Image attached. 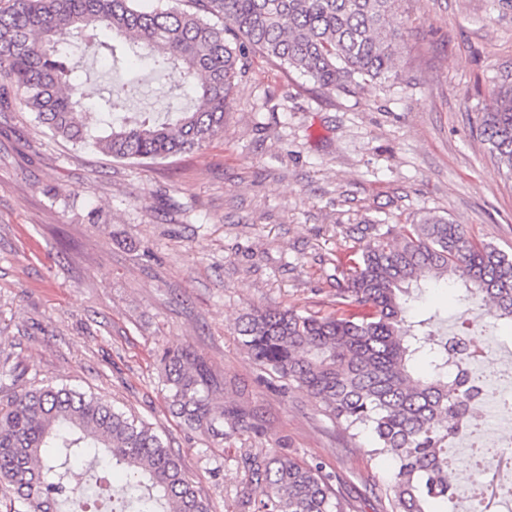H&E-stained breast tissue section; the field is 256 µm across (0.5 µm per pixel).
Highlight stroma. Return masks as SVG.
Returning <instances> with one entry per match:
<instances>
[{
    "instance_id": "35a3bbf8",
    "label": "stroma",
    "mask_w": 512,
    "mask_h": 512,
    "mask_svg": "<svg viewBox=\"0 0 512 512\" xmlns=\"http://www.w3.org/2000/svg\"><path fill=\"white\" fill-rule=\"evenodd\" d=\"M391 77L328 92L251 53L202 149L117 161L59 138L12 101L0 112V396L67 385L135 414L178 454L212 512H237L251 448L320 466L350 503L387 486L302 391H284L236 332L255 308L336 309V258L369 218L392 229L436 211L512 253V179L480 139L489 92L512 82V0H402ZM459 285L412 314L461 333ZM200 354L221 404L257 432L211 439L169 407L161 358Z\"/></svg>"
}]
</instances>
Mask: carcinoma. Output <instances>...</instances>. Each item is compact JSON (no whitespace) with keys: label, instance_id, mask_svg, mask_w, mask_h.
Here are the masks:
<instances>
[{"label":"carcinoma","instance_id":"obj_1","mask_svg":"<svg viewBox=\"0 0 512 512\" xmlns=\"http://www.w3.org/2000/svg\"><path fill=\"white\" fill-rule=\"evenodd\" d=\"M8 0L0 6V77L50 133L117 160H157L202 148L224 130L236 81L258 49L322 90L386 80L404 41L401 0ZM224 24L210 22V17ZM101 31L111 60L127 70L153 61V80L180 71L178 89L194 106L161 117L128 111L139 79L96 97L73 56ZM478 131L512 178V85L493 91ZM337 259L336 311L253 310L237 334L253 360L284 389L306 392L349 438L368 431L371 456L395 461L374 512H474L457 500L448 440L474 424L467 401L481 395L461 355L478 336L449 339L433 317L407 319L423 285L457 276L463 300L493 323L512 325V254L425 212L399 233L364 220ZM165 383L183 424L218 438L247 427L249 413L218 407L204 360L191 348L165 352ZM240 512H359L319 467L277 448L245 454ZM126 492L112 512H210L182 459L143 419L67 387L20 385L0 397V488L6 512H63L74 499L95 502L114 471Z\"/></svg>","mask_w":512,"mask_h":512}]
</instances>
